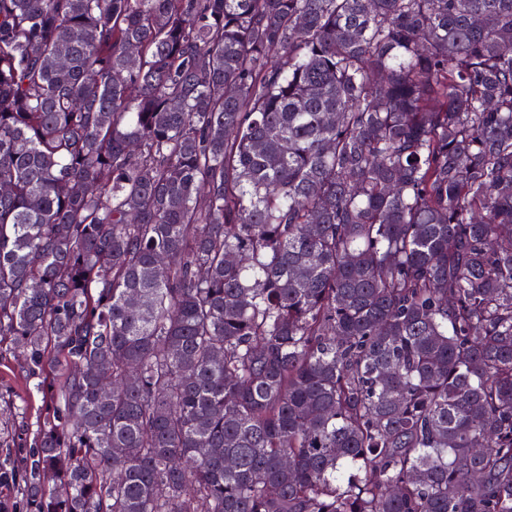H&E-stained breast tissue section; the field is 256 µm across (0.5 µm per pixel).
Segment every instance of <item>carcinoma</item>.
Returning a JSON list of instances; mask_svg holds the SVG:
<instances>
[{
  "label": "carcinoma",
  "instance_id": "cac0c4a2",
  "mask_svg": "<svg viewBox=\"0 0 512 512\" xmlns=\"http://www.w3.org/2000/svg\"><path fill=\"white\" fill-rule=\"evenodd\" d=\"M38 512H512V0H0V355ZM44 405L42 395L30 393L22 362L13 356L0 357V429L7 435L5 441L24 448L29 432L22 422H35Z\"/></svg>",
  "mask_w": 512,
  "mask_h": 512
}]
</instances>
